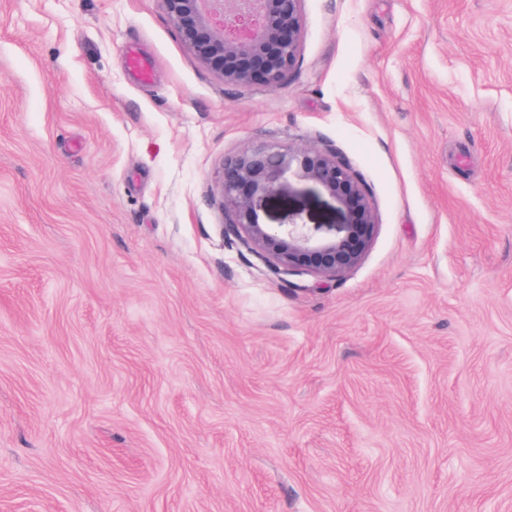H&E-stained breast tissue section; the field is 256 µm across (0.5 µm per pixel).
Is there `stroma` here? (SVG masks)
I'll return each mask as SVG.
<instances>
[{
	"label": "stroma",
	"instance_id": "obj_1",
	"mask_svg": "<svg viewBox=\"0 0 512 512\" xmlns=\"http://www.w3.org/2000/svg\"><path fill=\"white\" fill-rule=\"evenodd\" d=\"M301 12L271 89L159 0H0V512H512V0ZM263 143L364 178L357 267L226 236ZM335 206L294 180L260 216Z\"/></svg>",
	"mask_w": 512,
	"mask_h": 512
}]
</instances>
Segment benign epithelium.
I'll use <instances>...</instances> for the list:
<instances>
[{
  "instance_id": "obj_1",
  "label": "benign epithelium",
  "mask_w": 512,
  "mask_h": 512,
  "mask_svg": "<svg viewBox=\"0 0 512 512\" xmlns=\"http://www.w3.org/2000/svg\"><path fill=\"white\" fill-rule=\"evenodd\" d=\"M302 0H160L184 48L228 86L283 85L302 38ZM292 172L336 201L338 224H286L260 219L264 202L285 189ZM228 233L260 255L277 275L304 271L336 278L360 264L371 246L376 215L362 178L350 165L315 146L284 153L273 144L224 161L216 183Z\"/></svg>"
}]
</instances>
